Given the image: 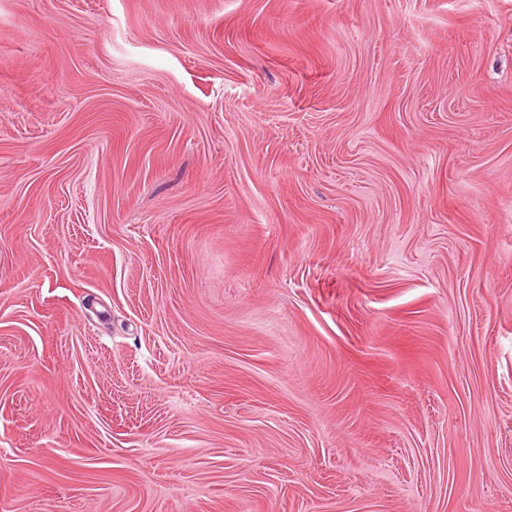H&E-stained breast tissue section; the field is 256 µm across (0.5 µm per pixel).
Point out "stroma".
Returning a JSON list of instances; mask_svg holds the SVG:
<instances>
[{
	"instance_id": "stroma-1",
	"label": "stroma",
	"mask_w": 512,
	"mask_h": 512,
	"mask_svg": "<svg viewBox=\"0 0 512 512\" xmlns=\"http://www.w3.org/2000/svg\"><path fill=\"white\" fill-rule=\"evenodd\" d=\"M0 512H512V0H0Z\"/></svg>"
}]
</instances>
